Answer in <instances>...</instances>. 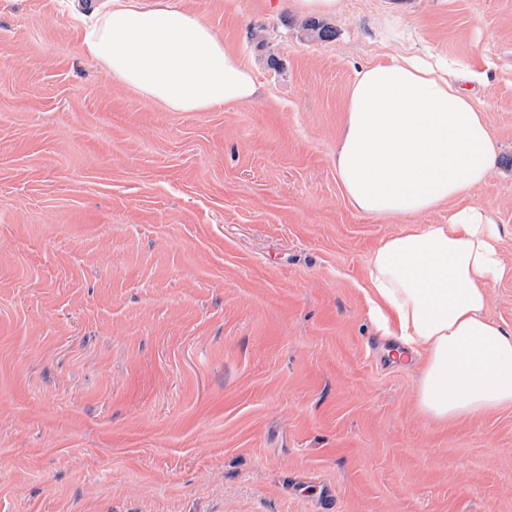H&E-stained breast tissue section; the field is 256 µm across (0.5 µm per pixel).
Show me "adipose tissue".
I'll return each instance as SVG.
<instances>
[{
    "label": "adipose tissue",
    "instance_id": "ef3b65f1",
    "mask_svg": "<svg viewBox=\"0 0 512 512\" xmlns=\"http://www.w3.org/2000/svg\"><path fill=\"white\" fill-rule=\"evenodd\" d=\"M84 51L108 77L171 112L241 104L252 71L197 16L143 0H111L86 29ZM336 146V174L358 212L448 220L385 240L368 267L371 314L397 356L423 364L417 400L440 422L512 407V328L487 314L488 285L512 274L500 228L472 202L497 145L452 63L399 55L361 69Z\"/></svg>",
    "mask_w": 512,
    "mask_h": 512
}]
</instances>
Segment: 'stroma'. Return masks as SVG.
<instances>
[{"mask_svg": "<svg viewBox=\"0 0 512 512\" xmlns=\"http://www.w3.org/2000/svg\"><path fill=\"white\" fill-rule=\"evenodd\" d=\"M103 2L0 0V512H512V409L422 413L365 293L447 207L359 213L333 162L359 70L462 62L512 266V0H167L261 88L203 112L105 76ZM291 5L300 14H336L340 0H291Z\"/></svg>", "mask_w": 512, "mask_h": 512, "instance_id": "stroma-1", "label": "stroma"}]
</instances>
